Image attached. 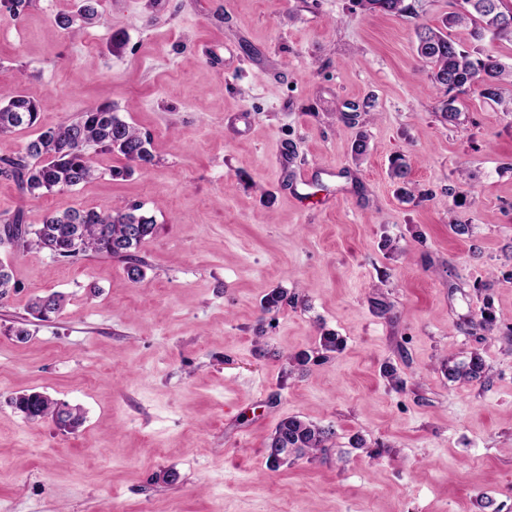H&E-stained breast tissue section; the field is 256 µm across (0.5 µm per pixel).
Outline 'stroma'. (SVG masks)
<instances>
[{"instance_id": "35a3bbf8", "label": "stroma", "mask_w": 512, "mask_h": 512, "mask_svg": "<svg viewBox=\"0 0 512 512\" xmlns=\"http://www.w3.org/2000/svg\"><path fill=\"white\" fill-rule=\"evenodd\" d=\"M71 7L0 18V87L39 98L46 128L114 105L156 163L37 199L0 177V214L140 202L157 231L137 284L115 258L0 247L19 284L0 302V512H512V113L465 87L445 119L414 45L455 0H102L76 35L54 22ZM275 288L298 302L262 312ZM53 292L63 312L34 318ZM325 331L342 350L291 366ZM474 352L487 380H449L445 358ZM28 391L83 425L27 419ZM291 415L336 435L270 470ZM406 0H353L360 9L373 13L402 16L415 13L412 3L405 4Z\"/></svg>"}]
</instances>
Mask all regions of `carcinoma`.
<instances>
[{"label": "carcinoma", "instance_id": "1", "mask_svg": "<svg viewBox=\"0 0 512 512\" xmlns=\"http://www.w3.org/2000/svg\"><path fill=\"white\" fill-rule=\"evenodd\" d=\"M360 9L373 13L402 16L415 13V7L405 0H353ZM99 0H75L73 9L55 16V24L70 33L77 31V22L89 23L98 17ZM471 25L473 37L480 41L486 35L512 42V0H464L463 6L450 13L440 26L422 24L415 30V49L420 59L432 68L433 83L445 91L442 112L452 120L458 109L451 93L466 85H475L480 95L512 112V101L501 97L500 84L512 80V64H504L492 57H480V52L459 49L448 34L457 25ZM40 102L27 94L0 89V133L19 128L31 129L38 125ZM123 156L129 165L109 169L113 178H126L134 172H149L155 164L153 139L123 120L110 104L87 108L59 125L40 131L27 143L24 153L15 158H0V174L12 179L26 195L38 198L45 193L70 191L98 175L88 161L89 146ZM391 176L403 184L402 197L409 198V169L402 159L391 164ZM143 205L126 204L103 213L82 207H69L45 216L33 227L15 214L0 225V245L7 244L16 251L30 248L48 250L54 259L73 263L89 255L117 258L125 264V271L133 283L146 276V263L139 257L141 244L156 228L155 218L142 212ZM18 289L9 266L0 262V300ZM63 298L53 293L30 304L31 314L48 320L61 314ZM342 340L334 333L320 337L313 353L295 357L300 365L325 362L329 354L341 350ZM448 379L472 383L483 381L487 369L479 353L473 352L468 362L444 363ZM17 409L31 419L50 417L58 427L74 431L83 423L84 416L77 406H61L48 396L31 392L15 400ZM335 436L330 427H321L289 416L281 420L267 444V464L272 470L281 461L274 455L283 450L297 457L313 460L325 454L327 443Z\"/></svg>", "mask_w": 512, "mask_h": 512}]
</instances>
